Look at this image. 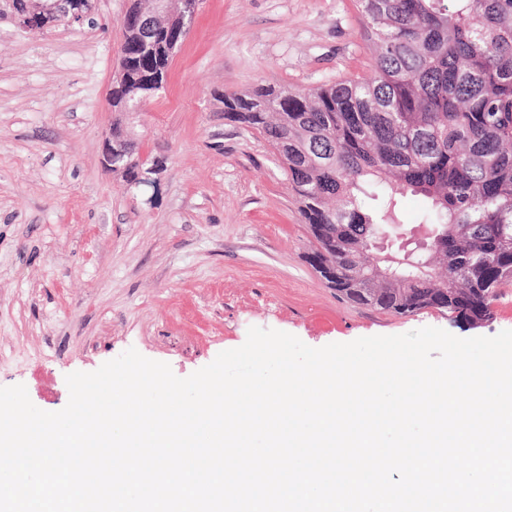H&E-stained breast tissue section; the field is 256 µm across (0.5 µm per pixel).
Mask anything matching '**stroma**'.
I'll use <instances>...</instances> for the list:
<instances>
[{
    "label": "stroma",
    "mask_w": 512,
    "mask_h": 512,
    "mask_svg": "<svg viewBox=\"0 0 512 512\" xmlns=\"http://www.w3.org/2000/svg\"><path fill=\"white\" fill-rule=\"evenodd\" d=\"M130 5L96 0L93 23L36 33L0 17V386L55 412L70 373L133 348L183 378L253 326L316 348L512 330V279L475 327L339 296L308 261L315 241L276 151L224 117L221 93L370 76L360 0H202L164 91L121 117L140 155L164 161L147 186L102 165Z\"/></svg>",
    "instance_id": "1"
}]
</instances>
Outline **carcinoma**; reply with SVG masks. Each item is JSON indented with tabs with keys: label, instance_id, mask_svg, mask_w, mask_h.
I'll list each match as a JSON object with an SVG mask.
<instances>
[{
	"label": "carcinoma",
	"instance_id": "cac0c4a2",
	"mask_svg": "<svg viewBox=\"0 0 512 512\" xmlns=\"http://www.w3.org/2000/svg\"><path fill=\"white\" fill-rule=\"evenodd\" d=\"M373 76L221 96L224 118L276 149L317 247L312 267L346 299L477 325L512 276V0H363ZM112 111L147 93L159 59L130 30ZM423 195L424 233L394 236L398 196Z\"/></svg>",
	"mask_w": 512,
	"mask_h": 512
}]
</instances>
